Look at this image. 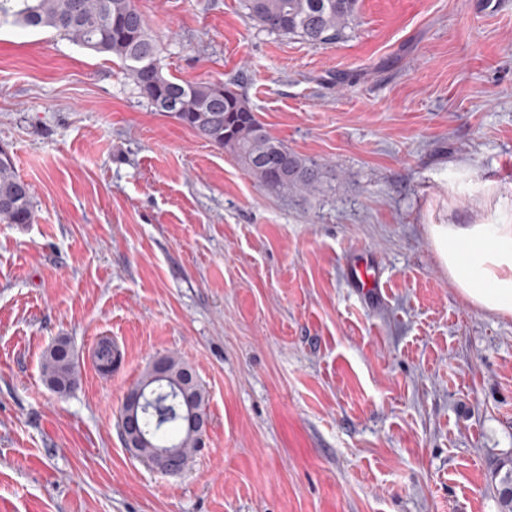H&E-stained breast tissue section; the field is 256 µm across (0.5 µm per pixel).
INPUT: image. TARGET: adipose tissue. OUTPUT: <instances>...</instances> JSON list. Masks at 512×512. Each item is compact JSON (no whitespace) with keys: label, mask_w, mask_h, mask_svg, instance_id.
<instances>
[{"label":"adipose tissue","mask_w":512,"mask_h":512,"mask_svg":"<svg viewBox=\"0 0 512 512\" xmlns=\"http://www.w3.org/2000/svg\"><path fill=\"white\" fill-rule=\"evenodd\" d=\"M427 231L461 296L482 311L512 317V222L431 224Z\"/></svg>","instance_id":"1"}]
</instances>
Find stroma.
Instances as JSON below:
<instances>
[{
  "mask_svg": "<svg viewBox=\"0 0 512 512\" xmlns=\"http://www.w3.org/2000/svg\"><path fill=\"white\" fill-rule=\"evenodd\" d=\"M135 3L166 77L236 82L323 178L266 189L116 57L0 24V149L34 204L0 224V512H504L512 317L461 298L426 227L512 218V0H358L316 47L244 0ZM161 356L206 395L178 475L117 423ZM70 347L65 339H60L44 355L42 370L49 385L64 390L75 386L77 369L70 355ZM117 347L108 338L100 339L94 350L95 362L98 370L102 373H112V370L119 364V356H116Z\"/></svg>",
  "mask_w": 512,
  "mask_h": 512,
  "instance_id": "1",
  "label": "stroma"
}]
</instances>
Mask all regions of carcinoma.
Wrapping results in <instances>:
<instances>
[{"mask_svg": "<svg viewBox=\"0 0 512 512\" xmlns=\"http://www.w3.org/2000/svg\"><path fill=\"white\" fill-rule=\"evenodd\" d=\"M245 6L248 17L265 30L315 46L339 40L353 28L358 0H245ZM0 20L51 28L76 45L117 57L139 95L155 111L229 150L266 188L307 192L319 182V167L288 151L260 122L247 98L232 86L222 81L179 82L165 77L156 64L158 43L147 33L135 0H0ZM32 221V187L16 175L11 157L0 155V222L22 225ZM116 352L112 340L97 342L94 357L100 372L108 374L119 364ZM162 362L170 385L153 388L163 398L142 411L141 423L158 447L175 444L178 456L187 462L198 444L187 424L205 409V394L197 383L192 403H180L172 384L179 382L188 366L173 356L162 358ZM42 370L55 388L76 385L77 369L66 340H59L45 353Z\"/></svg>", "mask_w": 512, "mask_h": 512, "instance_id": "obj_1", "label": "carcinoma"}]
</instances>
